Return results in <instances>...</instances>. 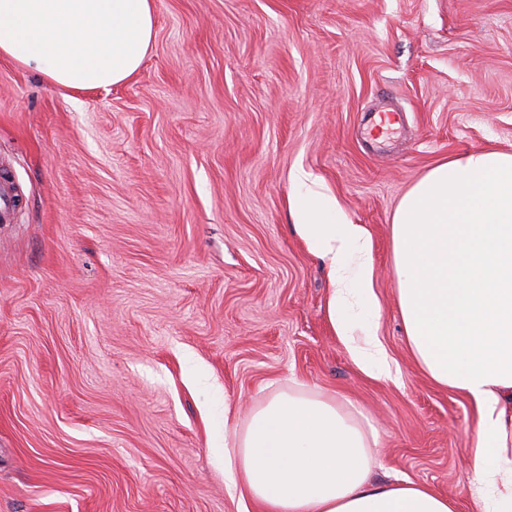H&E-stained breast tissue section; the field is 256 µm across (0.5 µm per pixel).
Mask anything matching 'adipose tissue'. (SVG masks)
Here are the masks:
<instances>
[{"label": "adipose tissue", "mask_w": 512, "mask_h": 512, "mask_svg": "<svg viewBox=\"0 0 512 512\" xmlns=\"http://www.w3.org/2000/svg\"><path fill=\"white\" fill-rule=\"evenodd\" d=\"M154 26L153 0H0V57L55 86L105 89L137 76ZM289 210L326 264L337 336L363 372L392 379L368 228L302 169L291 175ZM391 224L408 344L422 370L479 415L468 449L474 512H512V154L473 150L436 163ZM376 446L335 399L296 388L225 442L224 473L242 477L265 512H455L425 485L372 481Z\"/></svg>", "instance_id": "1"}]
</instances>
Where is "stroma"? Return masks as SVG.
<instances>
[{
    "instance_id": "1",
    "label": "stroma",
    "mask_w": 512,
    "mask_h": 512,
    "mask_svg": "<svg viewBox=\"0 0 512 512\" xmlns=\"http://www.w3.org/2000/svg\"><path fill=\"white\" fill-rule=\"evenodd\" d=\"M137 78L73 91L0 58V512H259L224 430L302 384L378 438L376 480L471 512V400L404 335L391 217L439 161L512 153V0H154ZM402 122L372 139L373 113ZM303 168L373 241L364 374L289 213ZM21 206L20 195L11 171L0 170V223L11 224L16 211Z\"/></svg>"
}]
</instances>
